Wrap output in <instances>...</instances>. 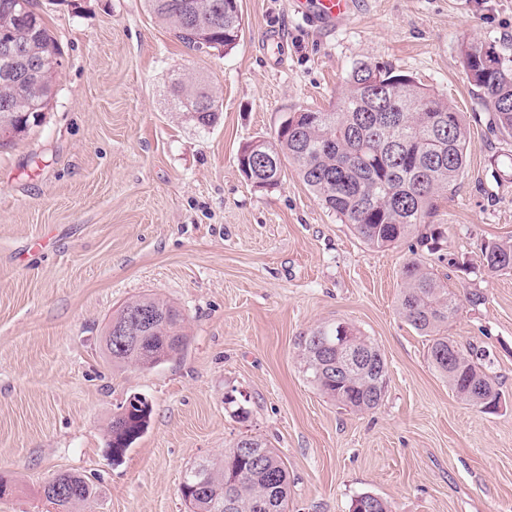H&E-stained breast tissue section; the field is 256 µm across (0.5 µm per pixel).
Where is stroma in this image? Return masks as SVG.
I'll use <instances>...</instances> for the list:
<instances>
[{
    "mask_svg": "<svg viewBox=\"0 0 512 512\" xmlns=\"http://www.w3.org/2000/svg\"><path fill=\"white\" fill-rule=\"evenodd\" d=\"M34 8L61 67L42 122L0 149V512H45L60 473L95 483L93 512H186V469L245 436L284 460L288 512H350L364 492L391 512H512V271L480 263L482 243L512 240V136L460 59L469 40L512 58V0H358L329 32L293 0H240L243 36L226 53L186 47L145 0ZM360 61L413 76L463 115L466 168L428 218L446 240L421 258L449 290L484 297L461 303L448 334L483 353L496 413L456 396L398 312L415 237L370 247L292 165L267 190L238 168L240 146L275 136L294 108L332 111ZM178 74L214 87V127L172 111ZM144 294L181 311L189 341L139 370L112 362L104 336ZM338 320L388 363L372 411L340 408L304 373L301 337ZM133 394L151 402V423L115 464L106 428Z\"/></svg>",
    "mask_w": 512,
    "mask_h": 512,
    "instance_id": "35a3bbf8",
    "label": "stroma"
}]
</instances>
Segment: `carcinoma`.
I'll use <instances>...</instances> for the list:
<instances>
[{
  "mask_svg": "<svg viewBox=\"0 0 512 512\" xmlns=\"http://www.w3.org/2000/svg\"><path fill=\"white\" fill-rule=\"evenodd\" d=\"M20 0H0V38L24 45L26 56L0 51V147L14 144L38 125L54 96L55 70L36 78L26 76L37 54L60 53L43 17L34 9L23 14ZM152 14L166 23L175 38L190 48L233 49L243 34L239 0H147ZM461 63L467 80L493 112L495 127L512 134V68L495 46L465 42ZM405 97L420 98L428 109H407L401 100L385 105L369 93L374 78ZM173 109L199 128L219 119V98L200 77L171 80ZM251 143L241 173L258 188L281 182L284 162L295 166L314 198L351 226L366 244L382 248L396 244L425 223L434 200L445 196L463 174L470 139L461 113L448 100L390 65L362 61L346 79V90L336 111L300 108L288 116V128L266 141L263 151L276 159L270 170L262 168ZM480 259L489 272L512 271V242H487ZM403 288L399 313L418 333L429 337L432 366L448 379L462 399L485 413L499 408L500 393L478 362V354L463 351L448 336V323L456 316L460 299L422 263L413 258L401 272ZM150 309L158 319L145 329L133 318ZM132 328L137 344L121 345L118 332ZM336 325L326 324L300 339L304 368L310 382L334 403L354 412L376 408L386 386L388 366L380 349L358 329L357 345L369 349V369L330 372L321 359L319 344L336 340ZM188 344L184 317L172 304L150 295L126 302L112 317L105 334V351L112 361L137 369L154 368L180 355ZM113 415L106 447L118 462L148 429L152 406L140 395ZM253 448L238 444L216 458L191 465L179 486L188 512H288V469L271 446L248 438ZM44 497L54 512H80L96 498V487L86 478L65 473L45 485ZM354 508L364 512H389L387 502L363 493Z\"/></svg>",
  "mask_w": 512,
  "mask_h": 512,
  "instance_id": "carcinoma-1",
  "label": "carcinoma"
}]
</instances>
